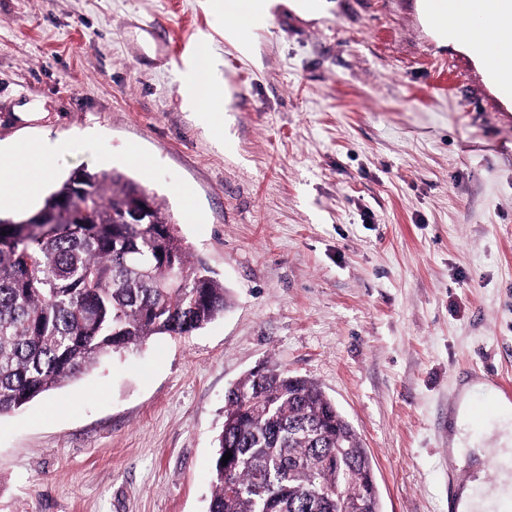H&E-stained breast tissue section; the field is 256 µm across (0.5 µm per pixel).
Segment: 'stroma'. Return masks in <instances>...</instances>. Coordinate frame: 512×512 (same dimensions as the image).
I'll return each instance as SVG.
<instances>
[{
    "label": "stroma",
    "instance_id": "stroma-1",
    "mask_svg": "<svg viewBox=\"0 0 512 512\" xmlns=\"http://www.w3.org/2000/svg\"><path fill=\"white\" fill-rule=\"evenodd\" d=\"M214 0H0V142L18 106L68 141L48 182L153 191L227 294L0 416V512H208L225 392L317 383L372 457L381 512H448L462 398L512 382V103L420 0H276L247 41ZM208 40L215 118L185 108Z\"/></svg>",
    "mask_w": 512,
    "mask_h": 512
}]
</instances>
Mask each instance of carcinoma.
I'll list each match as a JSON object with an SVG mask.
<instances>
[{"label": "carcinoma", "instance_id": "obj_1", "mask_svg": "<svg viewBox=\"0 0 512 512\" xmlns=\"http://www.w3.org/2000/svg\"><path fill=\"white\" fill-rule=\"evenodd\" d=\"M146 192L120 172L83 170L24 220L0 222V416L112 352L224 313V285L159 202L154 223H117L124 201ZM371 474L336 405L274 366L225 396L209 512H343Z\"/></svg>", "mask_w": 512, "mask_h": 512}]
</instances>
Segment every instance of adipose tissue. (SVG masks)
<instances>
[{
    "mask_svg": "<svg viewBox=\"0 0 512 512\" xmlns=\"http://www.w3.org/2000/svg\"><path fill=\"white\" fill-rule=\"evenodd\" d=\"M224 17L237 33L245 34L262 27L270 17L271 0H219ZM491 11L496 17L494 26L482 23L480 15ZM427 20L441 41L452 40L470 50L487 41H497L512 34V0H461L455 13L447 10H428ZM213 57L207 42H200L188 75L186 92L197 112L209 113L214 88L207 75ZM67 143L40 135L10 144H0V154L14 158L9 171L0 170V209L10 212L32 205L38 198L55 158L65 152ZM499 456L503 463L501 481L496 488L475 492L465 488L461 494V512H500L512 503V406L501 404L497 415Z\"/></svg>",
    "mask_w": 512,
    "mask_h": 512,
    "instance_id": "adipose-tissue-1",
    "label": "adipose tissue"
}]
</instances>
